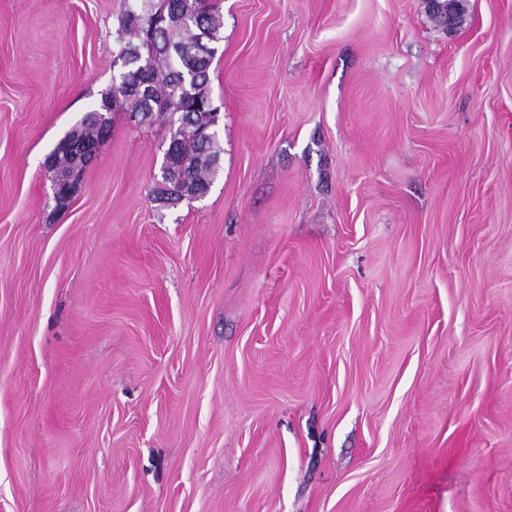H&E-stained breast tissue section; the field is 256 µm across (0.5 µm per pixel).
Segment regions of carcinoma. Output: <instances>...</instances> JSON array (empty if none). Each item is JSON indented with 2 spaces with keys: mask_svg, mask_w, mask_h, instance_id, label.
I'll use <instances>...</instances> for the list:
<instances>
[{
  "mask_svg": "<svg viewBox=\"0 0 512 512\" xmlns=\"http://www.w3.org/2000/svg\"><path fill=\"white\" fill-rule=\"evenodd\" d=\"M218 0H126L119 19L120 52L130 53L128 77L146 84L139 96L127 95L116 82L109 90L112 106L127 111L162 112L150 118L170 125V139L161 166V199L177 203L208 195L221 168L218 133L204 138L198 128L210 122L207 100L212 98L210 69L224 39ZM108 120L94 109L66 137L93 140L103 134ZM77 165L67 150L55 152L53 171L58 190L66 173Z\"/></svg>",
  "mask_w": 512,
  "mask_h": 512,
  "instance_id": "obj_1",
  "label": "carcinoma"
}]
</instances>
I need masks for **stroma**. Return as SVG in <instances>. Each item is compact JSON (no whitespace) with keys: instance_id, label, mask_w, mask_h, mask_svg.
<instances>
[{"instance_id":"stroma-1","label":"stroma","mask_w":512,"mask_h":512,"mask_svg":"<svg viewBox=\"0 0 512 512\" xmlns=\"http://www.w3.org/2000/svg\"><path fill=\"white\" fill-rule=\"evenodd\" d=\"M222 168L110 130L123 0H0V512H512V0H221ZM468 0H455L448 2V0H442V3L437 11H433V14L438 18L442 24H445V20L448 17V31H453L461 27L457 23V14H467ZM101 115L102 112H99V107L87 112L81 120L80 125L63 138H86L88 140H94L98 138L99 135L102 137L104 130L102 124H105L108 130V120L106 118L101 120ZM55 151H53L50 155V157L54 154ZM49 157V158H50ZM77 165L76 156L73 154V152L67 151V150H59L55 152L54 156V162L51 170L54 171V176L56 180L58 181V190L61 192L64 189L62 181L66 179V173L73 169Z\"/></svg>"}]
</instances>
